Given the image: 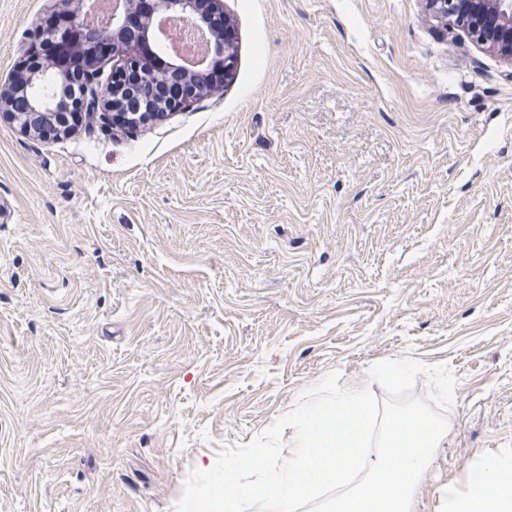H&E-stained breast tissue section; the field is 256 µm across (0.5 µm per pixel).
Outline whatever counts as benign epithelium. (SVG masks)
<instances>
[{"label":"benign epithelium","mask_w":512,"mask_h":512,"mask_svg":"<svg viewBox=\"0 0 512 512\" xmlns=\"http://www.w3.org/2000/svg\"><path fill=\"white\" fill-rule=\"evenodd\" d=\"M74 5L66 11L72 26L91 42H105L112 49V80L99 83L100 68L92 61L79 75L83 96L76 107L87 114L105 115L130 106L142 111L147 121L157 116L154 107L163 101L161 94L170 83L177 89L185 85L189 93L167 101L171 109H180L197 94L198 79L214 67L224 68V82H230L236 70V33L224 18L221 0H147L150 20L134 29L128 24V15L139 0H111L109 12L99 22L88 23V17L97 13L99 0H65ZM428 13L445 32L462 31L485 51L499 57L512 67V0H424ZM188 22L194 25L204 41L199 58L193 62L177 52L167 53L164 69L152 62L155 53L152 44L166 36L162 24ZM137 79L123 85L117 79L129 74ZM46 72L33 68L28 73L30 88L26 112L20 128L26 133L42 134L43 123H54V131L67 129L64 108L58 104V90L42 94Z\"/></svg>","instance_id":"benign-epithelium-1"}]
</instances>
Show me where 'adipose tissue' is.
<instances>
[{
    "instance_id": "ef3b65f1",
    "label": "adipose tissue",
    "mask_w": 512,
    "mask_h": 512,
    "mask_svg": "<svg viewBox=\"0 0 512 512\" xmlns=\"http://www.w3.org/2000/svg\"><path fill=\"white\" fill-rule=\"evenodd\" d=\"M440 512H512V455H488L472 466L463 486L448 485Z\"/></svg>"
}]
</instances>
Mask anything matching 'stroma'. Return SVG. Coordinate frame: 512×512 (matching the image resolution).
<instances>
[{"label": "stroma", "mask_w": 512, "mask_h": 512, "mask_svg": "<svg viewBox=\"0 0 512 512\" xmlns=\"http://www.w3.org/2000/svg\"><path fill=\"white\" fill-rule=\"evenodd\" d=\"M59 0H0V85ZM232 82L125 132L0 115V512H174L329 372L443 362L415 512L512 454V66L423 0H224Z\"/></svg>", "instance_id": "stroma-1"}]
</instances>
